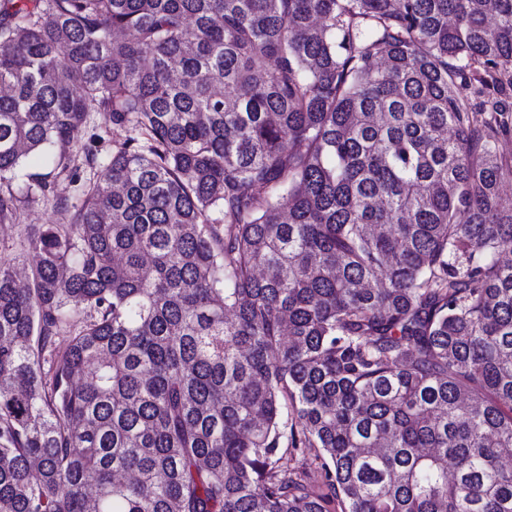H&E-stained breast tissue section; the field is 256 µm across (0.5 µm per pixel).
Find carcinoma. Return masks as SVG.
Wrapping results in <instances>:
<instances>
[{"instance_id": "obj_1", "label": "carcinoma", "mask_w": 512, "mask_h": 512, "mask_svg": "<svg viewBox=\"0 0 512 512\" xmlns=\"http://www.w3.org/2000/svg\"><path fill=\"white\" fill-rule=\"evenodd\" d=\"M0 88V224L129 132L0 252V512H512V0H0ZM128 133L121 129H113L112 124L101 113H93L90 123L82 127L78 134L79 146L91 148L97 156V163L90 167L80 161L79 175L81 180L72 182L65 176L57 181L56 195L69 197V203H77L80 188L84 180L99 179L105 172L104 166L112 155L113 140H122ZM314 454V451H312L309 454H302L299 451H294L291 466H303L304 468H306V472L308 474L306 477V481L309 488L313 492L321 494L326 492V488L324 486L325 479L322 470L314 462Z\"/></svg>"}]
</instances>
